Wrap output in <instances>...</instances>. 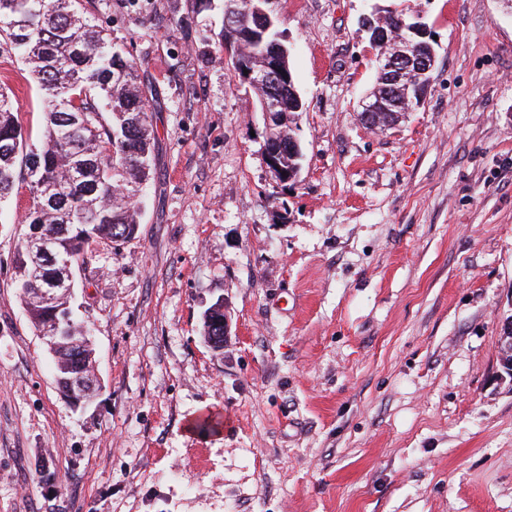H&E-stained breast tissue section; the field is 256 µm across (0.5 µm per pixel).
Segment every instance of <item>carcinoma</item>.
<instances>
[{
  "label": "carcinoma",
  "mask_w": 512,
  "mask_h": 512,
  "mask_svg": "<svg viewBox=\"0 0 512 512\" xmlns=\"http://www.w3.org/2000/svg\"><path fill=\"white\" fill-rule=\"evenodd\" d=\"M82 0H0V50L21 57L42 95L45 127L29 143L18 121L13 95L0 87V201L23 187L29 204L15 256L20 297L43 282L30 278L28 236H53L43 257V277L68 278L90 269L91 245L120 246L136 237L139 213L128 199L149 180L153 162V113L157 94L140 93L136 62L112 46L104 29L80 11ZM245 25L222 34L230 47L245 44L257 56L282 41L277 25L260 38L245 36ZM60 336L89 335L73 318L61 322ZM203 337L224 350V326L203 319ZM58 387L93 370V349L69 347L54 361Z\"/></svg>",
  "instance_id": "obj_1"
}]
</instances>
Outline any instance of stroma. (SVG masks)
Listing matches in <instances>:
<instances>
[{"label":"stroma","mask_w":512,"mask_h":512,"mask_svg":"<svg viewBox=\"0 0 512 512\" xmlns=\"http://www.w3.org/2000/svg\"><path fill=\"white\" fill-rule=\"evenodd\" d=\"M163 102L135 239L71 305L101 390L74 409L13 284L26 191L0 205V512H512V13L501 0H267L303 112L297 183L225 51L224 0H84ZM409 9L423 104L359 115ZM0 84L38 142L26 67ZM223 298V354L202 316ZM223 419L193 429L203 412ZM45 470H38V461ZM284 137V133L279 138L267 136L263 145L265 162L275 178L276 186L288 182L295 183L300 171V164L296 165L293 170L288 171V168H285L280 162L279 155L284 150V144L281 143L280 139ZM283 172H286V175H283Z\"/></svg>","instance_id":"stroma-1"}]
</instances>
